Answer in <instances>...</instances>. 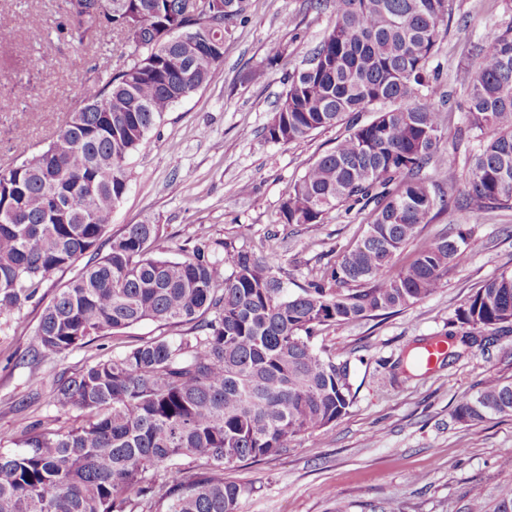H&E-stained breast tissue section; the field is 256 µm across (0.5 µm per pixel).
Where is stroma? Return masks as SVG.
I'll list each match as a JSON object with an SVG mask.
<instances>
[{
  "instance_id": "obj_1",
  "label": "stroma",
  "mask_w": 512,
  "mask_h": 512,
  "mask_svg": "<svg viewBox=\"0 0 512 512\" xmlns=\"http://www.w3.org/2000/svg\"><path fill=\"white\" fill-rule=\"evenodd\" d=\"M60 0H0V165L18 163L45 148L63 121L56 105L91 94L101 72L122 63L118 37L103 46L80 47L58 39ZM241 22L224 37V59L208 82L174 104L146 134L131 159V180L112 212L108 237L126 225H159L156 255L171 260L206 235L223 256L225 247L277 253L292 286H303L333 265L359 240L365 219L337 209L319 224L285 223L281 206L289 187L346 135L347 124L319 130L289 144L265 136L288 77L301 68L332 25L323 0H245ZM44 18L31 29L29 14ZM512 21L504 0H454L449 34L432 60L452 98L443 108L441 148L448 167L424 174L456 202L467 159L479 140L459 139L465 95L457 70L473 61L487 32ZM30 84L25 101L10 88ZM28 129L26 140L11 136ZM476 243L468 259L452 266L433 295L398 312L323 329L317 346L350 363L355 398L327 430L292 442L287 454L226 470L227 479L251 485L238 512H493L512 494V416L481 423L456 420L457 400L492 380L512 381V333L488 347L456 345L454 359L430 370H404L401 359L419 343L443 337L459 309L486 281L512 271V209L457 210ZM447 213L423 225L418 243L448 230ZM77 272L69 267L43 283L41 302L0 316V448L15 447L32 423L54 429L77 426L83 414L52 402L60 377L95 358L115 356L143 339L170 341L182 325L143 322L88 347L59 356H35L36 329L44 302ZM39 388H31L32 379Z\"/></svg>"
}]
</instances>
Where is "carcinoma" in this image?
<instances>
[{
	"mask_svg": "<svg viewBox=\"0 0 512 512\" xmlns=\"http://www.w3.org/2000/svg\"><path fill=\"white\" fill-rule=\"evenodd\" d=\"M106 3L101 19L90 0H65L57 23L81 46L122 40L126 59L99 77L97 106L64 102L66 121L48 147L0 166V316L87 255L42 311L39 356L143 321L189 324L195 334L143 341L61 377L54 405L87 419L66 432L37 423L17 448H0V512H237L251 488L224 478L226 469L287 453L352 403L350 364L316 346L322 328L432 295L472 249L459 230L397 262L421 225L448 208L447 194L420 173L448 167L439 146L446 92L430 63L453 0H333L332 28L288 81L267 127L275 143L375 113L288 189L287 224H319L340 207L367 212L360 241L297 291L272 254L218 258L202 240L182 261L157 257V224L126 225L100 253L130 156L164 112L207 82L224 57V17L244 11L242 0H214V22L198 23L184 0ZM163 31L173 40L165 49L155 43ZM456 81L466 129L483 141L461 208H512V22L486 35ZM457 321L467 336L512 333V272L478 288ZM432 348L438 361L453 356L430 341L409 353V366L428 369ZM493 416H512V382L491 381L453 409L462 422ZM160 469L169 474L161 485Z\"/></svg>",
	"mask_w": 512,
	"mask_h": 512,
	"instance_id": "1",
	"label": "carcinoma"
}]
</instances>
